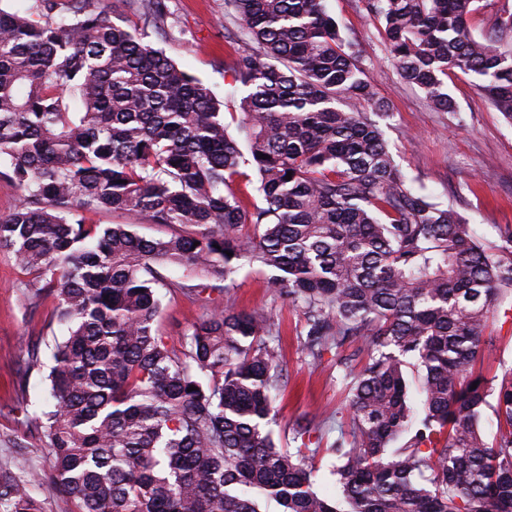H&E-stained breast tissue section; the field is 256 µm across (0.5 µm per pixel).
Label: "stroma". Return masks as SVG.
<instances>
[{
  "label": "stroma",
  "instance_id": "obj_1",
  "mask_svg": "<svg viewBox=\"0 0 512 512\" xmlns=\"http://www.w3.org/2000/svg\"><path fill=\"white\" fill-rule=\"evenodd\" d=\"M167 20L147 32L154 47L163 49L181 68L194 75L222 100L223 112L236 111L227 98L233 83L225 64L235 46L224 39V0H164ZM329 13L356 39L362 65L376 97L388 107L380 126L397 163L439 201L457 208L479 239L498 243V229L512 225V123L505 121L479 94L472 76L459 72L448 79L454 111L442 112L417 88L397 74L384 38L383 24L359 10L357 0H326ZM159 323L172 346H180L183 331L197 322L209 302L238 310L262 311L274 317L288 383L276 400L274 438L295 449L297 425L310 422L323 444L336 440L334 414L344 409L346 392L332 355L315 363L302 350L297 330L302 314L270 288L257 266L243 264L224 292L192 296L185 288L192 277L180 270L166 273ZM23 279L0 253V460L11 458L13 439L23 436L25 413H37L49 403L47 375L52 364V334L43 326L54 307L46 301L30 309L20 283ZM493 343L485 345L481 365L494 374L512 367V323L495 324ZM39 345L42 365L26 367L27 351ZM25 436V435H24Z\"/></svg>",
  "mask_w": 512,
  "mask_h": 512
}]
</instances>
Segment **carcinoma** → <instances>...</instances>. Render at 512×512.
<instances>
[{
  "label": "carcinoma",
  "mask_w": 512,
  "mask_h": 512,
  "mask_svg": "<svg viewBox=\"0 0 512 512\" xmlns=\"http://www.w3.org/2000/svg\"><path fill=\"white\" fill-rule=\"evenodd\" d=\"M475 2L358 6L436 109L454 111L458 69L512 121V8L476 35ZM37 8L45 20L0 7V177L23 190L0 252L30 308L57 301L45 328L64 334L30 418L51 468L27 474L21 450L0 463V512H41L43 486L74 512H512V368L476 369L512 311V227L484 245L395 161L359 44L325 0H224L246 37L225 64L228 96L244 91L235 136L211 90L145 41L162 0H138L139 28L90 0ZM242 181L262 204L243 205ZM100 210L165 232L90 222ZM243 260L301 309L307 355L336 356L349 400L334 496L309 425L293 452L274 440L285 375L269 315L216 306L179 349L159 333L162 270L218 288Z\"/></svg>",
  "instance_id": "obj_1"
}]
</instances>
